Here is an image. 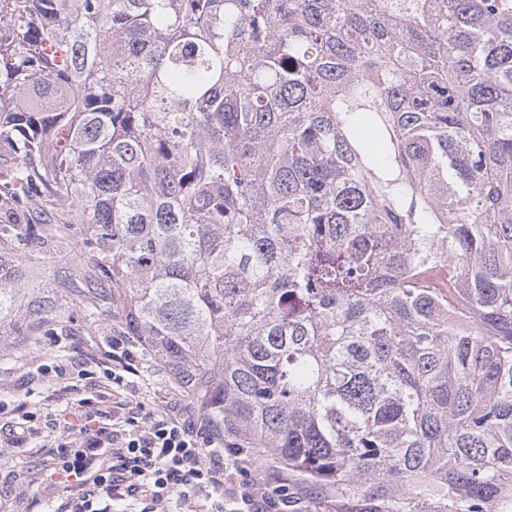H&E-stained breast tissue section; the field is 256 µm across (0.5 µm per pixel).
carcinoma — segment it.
I'll return each mask as SVG.
<instances>
[{
  "mask_svg": "<svg viewBox=\"0 0 512 512\" xmlns=\"http://www.w3.org/2000/svg\"><path fill=\"white\" fill-rule=\"evenodd\" d=\"M115 298L351 512H512V0H0V336Z\"/></svg>",
  "mask_w": 512,
  "mask_h": 512,
  "instance_id": "cac0c4a2",
  "label": "carcinoma"
}]
</instances>
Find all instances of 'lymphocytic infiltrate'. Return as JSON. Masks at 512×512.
Wrapping results in <instances>:
<instances>
[{
    "instance_id": "obj_1",
    "label": "lymphocytic infiltrate",
    "mask_w": 512,
    "mask_h": 512,
    "mask_svg": "<svg viewBox=\"0 0 512 512\" xmlns=\"http://www.w3.org/2000/svg\"><path fill=\"white\" fill-rule=\"evenodd\" d=\"M140 413V407L129 408L117 423L85 398L64 422V432L82 438L81 446L64 452L58 464L63 481L82 490L74 512H112L140 493L156 506L184 504L208 487L219 496L229 494V502L243 504L246 512H262L263 502L247 487L225 490L229 470L218 454H206L198 432L181 416L156 415L143 428Z\"/></svg>"
}]
</instances>
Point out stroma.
<instances>
[{
  "mask_svg": "<svg viewBox=\"0 0 512 512\" xmlns=\"http://www.w3.org/2000/svg\"><path fill=\"white\" fill-rule=\"evenodd\" d=\"M120 308L111 317L89 326L80 310L59 318L26 322L19 331L0 338V427L30 417L32 431L22 443L0 435V512H57L75 495L56 474L60 454L57 425L76 407L79 398L117 393L129 404H144L147 412L178 411L198 420L202 410L178 388L169 369L153 352L131 342L138 371L131 388L113 389L103 371L112 365V341L127 335ZM88 370L80 392L64 391L57 373L60 366ZM207 436L216 441L226 460L240 463L238 482L257 496L271 500L274 512H333L325 494L309 486L251 441L232 422L206 424Z\"/></svg>",
  "mask_w": 512,
  "mask_h": 512,
  "instance_id": "obj_1",
  "label": "stroma"
}]
</instances>
